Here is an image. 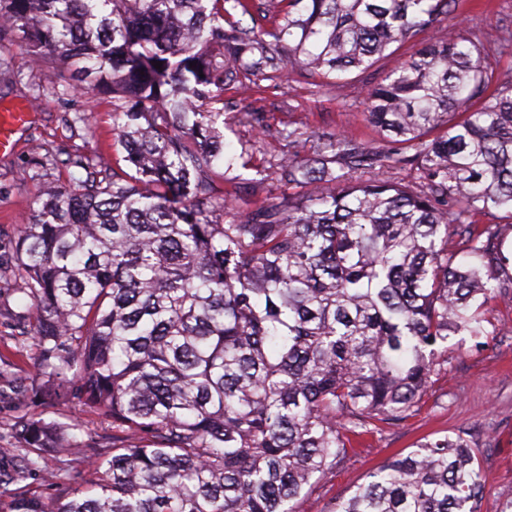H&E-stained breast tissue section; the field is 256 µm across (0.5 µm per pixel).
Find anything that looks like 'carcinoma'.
I'll return each instance as SVG.
<instances>
[{
  "label": "carcinoma",
  "instance_id": "carcinoma-1",
  "mask_svg": "<svg viewBox=\"0 0 512 512\" xmlns=\"http://www.w3.org/2000/svg\"><path fill=\"white\" fill-rule=\"evenodd\" d=\"M456 5L0 0V42L21 40L45 76L24 84L0 62V83L32 106L111 95L120 146L110 165L31 148L42 190L14 246L30 300L15 355L36 350L41 398L111 418L116 436L86 491L42 466L78 447L80 420H17L12 512H296L359 438L421 413L461 337L491 335L512 259L474 216L512 220V77L479 32L445 25ZM393 47L413 52L364 112L387 148L323 135L305 159L291 122L288 153L259 167L254 111L224 155L226 93L295 70L327 92ZM62 168L81 177L63 186ZM244 170L293 191L242 214ZM13 366L0 357V381L21 402ZM477 455L464 429L425 437L335 512H483ZM37 475L55 496L30 491Z\"/></svg>",
  "mask_w": 512,
  "mask_h": 512
}]
</instances>
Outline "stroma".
<instances>
[{"label":"stroma","mask_w":512,"mask_h":512,"mask_svg":"<svg viewBox=\"0 0 512 512\" xmlns=\"http://www.w3.org/2000/svg\"><path fill=\"white\" fill-rule=\"evenodd\" d=\"M456 14L464 27L479 29L491 41L501 25L512 22V0H459ZM404 55L399 49L368 69L344 75L330 93L317 91L306 73L290 72L279 89L267 91L261 99L229 100L224 120L236 124L239 113L252 106L266 113L274 129L292 120L312 130L349 135L372 148H383L382 136L363 119L365 93ZM74 112L88 113V124H66V116ZM113 128L110 96L67 99L49 94L39 100L16 150L0 155V355L14 350L19 335L14 315L27 303L16 292L22 272L13 261L12 242L40 192L39 182L24 176L30 167L29 146L35 141L65 152L109 157L115 150ZM493 306L506 317L497 334L480 345L466 340L461 351L450 354L448 372L429 389L421 414L368 439L357 454L337 463L311 493L299 499L298 512H329L338 498L351 495L365 483L372 470L396 454L412 451L419 438L458 428L469 429L483 450L484 508L494 512L497 499L512 492V289L499 295ZM79 419L84 426L78 434L80 448L62 462L46 455L45 464L51 469L65 465L74 486L82 487L91 477L90 457L112 445V421L90 411L80 413Z\"/></svg>","instance_id":"35a3bbf8"}]
</instances>
